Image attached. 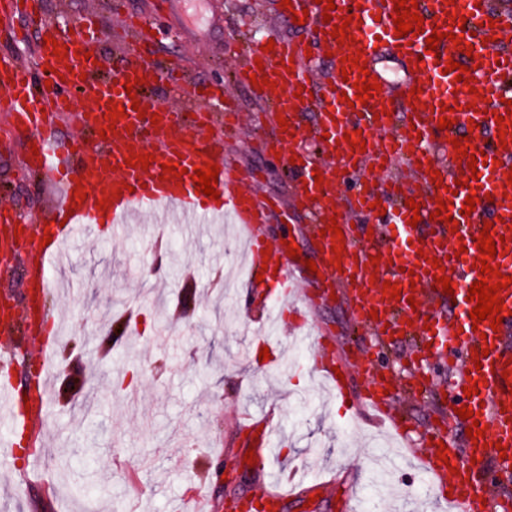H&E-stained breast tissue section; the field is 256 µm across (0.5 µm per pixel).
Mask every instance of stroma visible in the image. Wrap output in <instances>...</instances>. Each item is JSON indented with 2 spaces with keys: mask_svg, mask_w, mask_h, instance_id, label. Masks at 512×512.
I'll use <instances>...</instances> for the list:
<instances>
[{
  "mask_svg": "<svg viewBox=\"0 0 512 512\" xmlns=\"http://www.w3.org/2000/svg\"><path fill=\"white\" fill-rule=\"evenodd\" d=\"M127 11L152 17L157 37L149 51L158 61L182 59L190 77L232 86L243 115L242 130L228 143L238 165L258 178L262 197L287 203L292 191L285 161L268 159L252 145L265 126L256 91L237 84L244 41L264 42V16L275 0H123ZM27 137L0 116V203L12 206L21 223L41 224L58 198L57 187L26 172ZM241 243L232 225L189 226L170 218L112 227L71 250L75 291L54 284L48 309L72 326L58 348L73 351L84 393L98 401L83 415L66 404L64 377L52 393L48 445L37 469L28 454L15 452L13 469L0 470V512H179L185 498L208 489L214 500L264 484L263 472L240 465L248 449L243 426L272 411L285 436L286 459L310 457L316 474L333 491L315 503H288L284 512H349L353 493L371 497L377 512H393V493L422 500L419 473L399 466L387 486L371 483V447L383 431L364 417L345 425L338 401L326 400L306 353L295 349L288 378L243 362L251 334L244 320L259 310L240 308L245 293L235 276ZM167 257L156 278L142 267ZM141 316V332L113 348L110 360L97 347L108 333L118 303ZM306 326L323 323L341 349L364 340L344 309L322 306L301 313ZM223 458H215V451Z\"/></svg>",
  "mask_w": 512,
  "mask_h": 512,
  "instance_id": "35a3bbf8",
  "label": "stroma"
}]
</instances>
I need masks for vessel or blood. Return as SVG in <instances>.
<instances>
[{"instance_id":"b4317fda","label":"vessel or blood","mask_w":512,"mask_h":512,"mask_svg":"<svg viewBox=\"0 0 512 512\" xmlns=\"http://www.w3.org/2000/svg\"><path fill=\"white\" fill-rule=\"evenodd\" d=\"M331 21H324L323 7L315 0H291L290 8L278 9L280 22L292 23V14L307 11L302 28L310 41L275 38L273 51L251 50L242 67L240 83L259 73L267 84L262 98L273 115L286 119V131L275 138L257 133L260 153H291L292 207L312 219L319 235L314 239L315 269L303 259L278 246L276 261L277 292L268 296L258 284L263 252L268 247L262 235L276 204L246 193L243 186L250 174L239 169L224 153V135L236 128L238 106L225 95L222 83L181 84L175 68H161L140 54L125 50L112 62L89 60L95 51L98 15L86 12L77 35L69 36L43 19H31L30 26L67 47V57L55 55L52 46H39L34 62L0 56V112L7 113L14 129L28 133L39 153L30 158L32 169L48 182L59 185L62 194L52 210L53 223L32 224L27 228L24 250L15 247L17 217L8 208L0 209V257L22 256L30 272L31 285L39 290L50 287L51 262L69 241L100 224L126 223L136 208H174L188 215L193 223H209L230 217L243 235L247 257L246 300L261 304L264 317L250 324L253 336L265 344L276 341L275 325L286 321L306 304L307 288H316L322 301L331 295H345L348 317L367 328L370 340L349 355H341L327 332L310 330L304 336L312 345L311 367L332 390L341 393L345 379L363 384L361 396L400 437L407 434V423L393 405L386 387L395 378L380 365L382 351L398 334L415 333L419 341L409 362L414 369L435 360L455 371L456 379L442 387L452 414L429 423L428 440L416 449L427 487L437 501L450 504L454 512H487V498L501 479L512 476V376L504 377L512 360V284L499 293L507 313L498 329L489 321L473 323L469 316L474 302L467 295L479 280L482 255L476 241L481 231L495 239V261L501 274L512 277V125H498L497 116L512 107V0H417L424 19L422 31L396 36V0H333ZM345 26L346 43H339L331 32ZM443 33L437 53H429L426 36L433 30ZM474 46L472 54L461 51L463 44ZM56 44V45H57ZM317 47L328 57V76L315 83L316 64L308 53ZM395 50L413 86L419 87L415 101L396 98L393 83L376 65L380 54ZM360 56L368 72L381 86L368 103L348 105L354 96L353 83L362 74L355 67H344L348 56ZM467 66L466 82H458L455 72L447 71L448 61ZM133 82L125 91V82ZM167 86L193 99L192 114L164 104L157 96L159 86ZM85 109L74 110L75 101ZM120 107L114 130L101 133L94 115L107 114ZM224 114V131L211 130V113ZM452 109L451 128L440 129L444 109ZM74 111L81 134L66 138L57 131L59 116ZM311 112L315 120L309 133L318 141L322 157L313 161L302 150L292 149L295 134L301 133L299 113ZM470 130V140L453 148L452 138ZM360 131L365 148L344 141L345 132ZM507 133L499 142V133ZM481 156L478 179H471L469 168L461 167L458 149ZM149 154L150 169L126 165L130 154ZM166 163L178 164L184 174L164 173ZM219 168L214 188L222 203L200 207L190 169L207 165ZM380 166L383 189H376L356 178L357 168ZM85 189V201H77L76 189ZM478 195L472 214H463L468 195ZM109 199L108 212L97 208L99 200ZM420 203L412 212L408 200ZM446 201L451 222L435 219L439 201ZM380 202L384 214L372 236L363 240L353 222ZM336 221L345 236V249L334 256L330 236L323 230ZM50 244H43L44 234ZM340 265H333V258ZM449 277L452 293L435 288L439 275ZM398 284L402 298L383 293L384 282ZM377 318H370V311ZM29 297L0 303V441L7 447L0 454V468L12 466V447L17 437H25L31 448L41 447L50 422V384L55 376L53 355L60 342L50 313L40 315L39 335L30 344L21 343L16 329L29 325ZM478 386V395L464 390ZM467 406L479 410L477 421L485 426L482 447H474L466 429L470 420L459 418L455 409ZM254 439L253 460L257 469L270 466L276 446L270 416L249 425ZM446 459H439V449ZM283 491L266 487L241 493L225 501L226 512H282L285 502L298 490L327 492L329 483L306 476L301 463L282 467L279 476Z\"/></svg>"}]
</instances>
